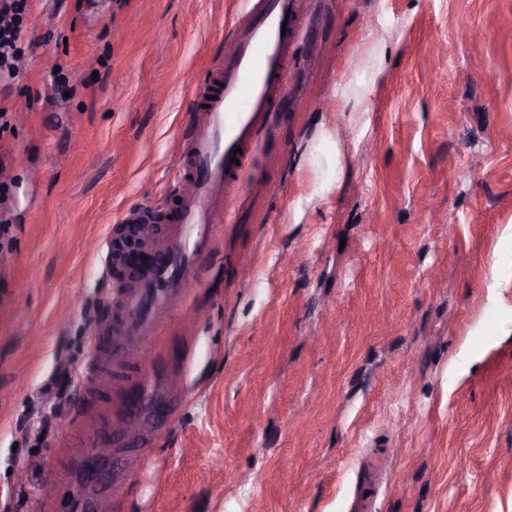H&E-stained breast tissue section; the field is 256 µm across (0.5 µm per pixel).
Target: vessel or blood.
Returning <instances> with one entry per match:
<instances>
[{
  "label": "vessel or blood",
  "instance_id": "b4317fda",
  "mask_svg": "<svg viewBox=\"0 0 512 512\" xmlns=\"http://www.w3.org/2000/svg\"><path fill=\"white\" fill-rule=\"evenodd\" d=\"M298 10L297 0H244L216 84L194 102L180 135L173 207L159 212L144 206L122 217L126 224L169 227L163 239L146 234L140 260L121 281L117 319L92 336L99 387H110L115 372L134 369L125 392L130 411L145 404L152 388L153 373L142 358L161 335L172 298L198 282L224 225L236 219L234 187L257 173L262 130L274 121L286 92Z\"/></svg>",
  "mask_w": 512,
  "mask_h": 512
}]
</instances>
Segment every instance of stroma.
Segmentation results:
<instances>
[{
	"mask_svg": "<svg viewBox=\"0 0 512 512\" xmlns=\"http://www.w3.org/2000/svg\"><path fill=\"white\" fill-rule=\"evenodd\" d=\"M285 99L96 478V243L169 205L240 0H32L0 85V512H512V0H299ZM363 108L336 88L369 56ZM73 82L66 98L55 67ZM340 151L338 185L328 157ZM152 465L133 479L130 452Z\"/></svg>",
	"mask_w": 512,
	"mask_h": 512,
	"instance_id": "stroma-1",
	"label": "stroma"
}]
</instances>
